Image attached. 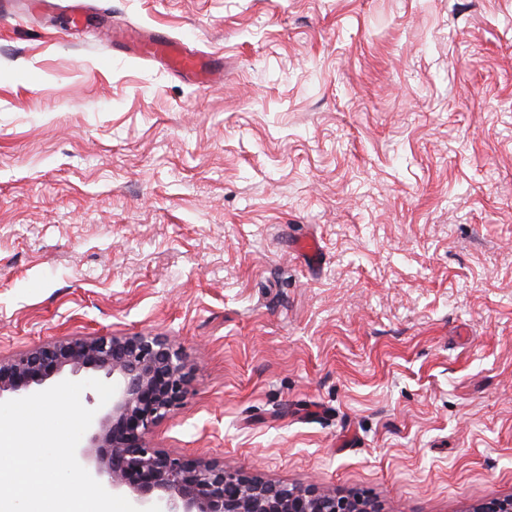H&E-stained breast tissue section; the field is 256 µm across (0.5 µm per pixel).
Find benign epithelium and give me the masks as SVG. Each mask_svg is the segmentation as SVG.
Segmentation results:
<instances>
[{"label": "benign epithelium", "mask_w": 512, "mask_h": 512, "mask_svg": "<svg viewBox=\"0 0 512 512\" xmlns=\"http://www.w3.org/2000/svg\"><path fill=\"white\" fill-rule=\"evenodd\" d=\"M79 373L109 379L116 391L77 457L102 486L141 506L155 501L161 512H379L359 497L315 484L288 487L153 447L147 435L179 408L189 381L181 350L165 336H94L37 346L0 360V398L25 397ZM472 512H512V496L481 502Z\"/></svg>", "instance_id": "benign-epithelium-1"}]
</instances>
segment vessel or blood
<instances>
[{"label":"vessel or blood","instance_id":"1","mask_svg":"<svg viewBox=\"0 0 512 512\" xmlns=\"http://www.w3.org/2000/svg\"><path fill=\"white\" fill-rule=\"evenodd\" d=\"M66 3L70 26L80 29L89 20V0H29L27 7L44 14L57 10L59 3ZM107 39L120 47L125 57L148 59L160 68L174 74H190L199 89L205 90L223 83V72L210 68L205 54L185 41L167 34L147 31L137 26L104 27Z\"/></svg>","mask_w":512,"mask_h":512}]
</instances>
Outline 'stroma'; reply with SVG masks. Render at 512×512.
Instances as JSON below:
<instances>
[{
    "label": "stroma",
    "mask_w": 512,
    "mask_h": 512,
    "mask_svg": "<svg viewBox=\"0 0 512 512\" xmlns=\"http://www.w3.org/2000/svg\"><path fill=\"white\" fill-rule=\"evenodd\" d=\"M109 7L224 83L0 17V357L167 336L154 447L380 512L512 495V0Z\"/></svg>",
    "instance_id": "1"
}]
</instances>
